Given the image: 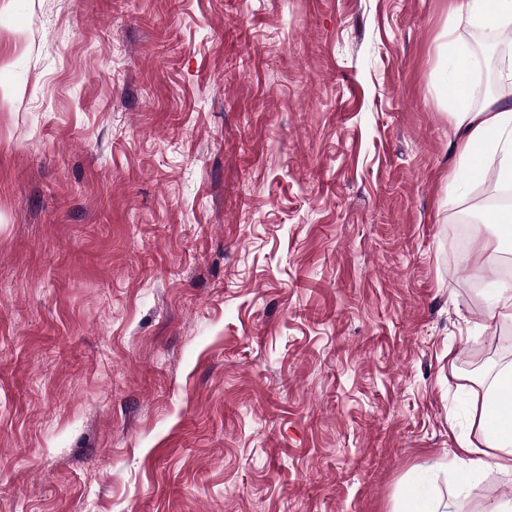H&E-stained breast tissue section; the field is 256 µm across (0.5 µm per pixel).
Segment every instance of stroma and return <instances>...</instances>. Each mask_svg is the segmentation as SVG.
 Masks as SVG:
<instances>
[{
	"label": "stroma",
	"mask_w": 512,
	"mask_h": 512,
	"mask_svg": "<svg viewBox=\"0 0 512 512\" xmlns=\"http://www.w3.org/2000/svg\"><path fill=\"white\" fill-rule=\"evenodd\" d=\"M449 6L0 0V512L512 504ZM483 447L494 452L495 465L512 470V367L501 370L474 416ZM470 457L466 460V468L460 478L461 487H465L472 480L478 479L488 466V462L484 457L489 456V453L485 450L473 448L472 444L465 445L462 448ZM456 512V504L453 501H433L413 495L407 498L400 512Z\"/></svg>",
	"instance_id": "35a3bbf8"
}]
</instances>
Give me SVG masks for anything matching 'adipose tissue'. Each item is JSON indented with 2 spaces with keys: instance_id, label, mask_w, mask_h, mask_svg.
<instances>
[{
  "instance_id": "ef3b65f1",
  "label": "adipose tissue",
  "mask_w": 512,
  "mask_h": 512,
  "mask_svg": "<svg viewBox=\"0 0 512 512\" xmlns=\"http://www.w3.org/2000/svg\"><path fill=\"white\" fill-rule=\"evenodd\" d=\"M451 12L466 16L469 24L497 32L512 30V0H453ZM453 72L448 81V114L464 134L457 147L456 167L451 182L463 188L495 173L502 185H512V99L494 98L480 110H473L463 82L465 73L477 68L470 47L449 37L444 49ZM483 440L482 448L466 446L468 458L460 478L468 485L484 472L486 451H493L496 465L512 470V367L501 370L474 417Z\"/></svg>"
}]
</instances>
